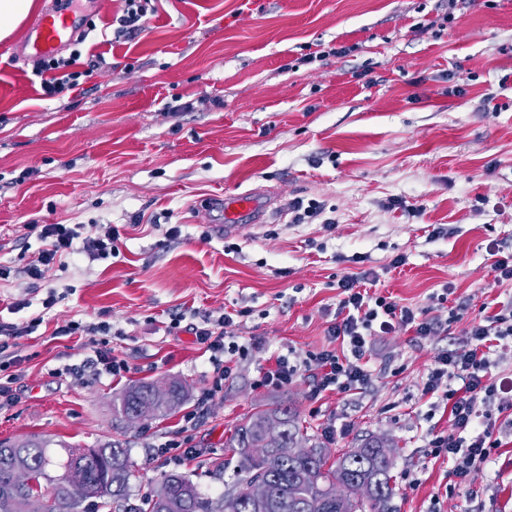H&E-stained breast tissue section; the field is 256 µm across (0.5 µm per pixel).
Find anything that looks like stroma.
<instances>
[{
    "label": "stroma",
    "instance_id": "stroma-1",
    "mask_svg": "<svg viewBox=\"0 0 512 512\" xmlns=\"http://www.w3.org/2000/svg\"><path fill=\"white\" fill-rule=\"evenodd\" d=\"M60 2L35 0L0 40V265L11 269L0 320L43 315L17 340L0 441L51 440L54 475L66 447L117 442L134 471L130 506L169 471L214 501L235 481V428L257 406L288 405L332 457L373 436L392 442V512H512V434L456 487L426 446L429 430H450L448 412L422 395L438 355L512 298L493 269L512 254V0H157L145 32L121 43L122 0H99L80 61L100 54L107 66L49 100L19 50L30 21ZM259 190L274 198L271 217L218 236L216 197ZM293 201L322 217L290 223ZM34 224H109L119 251L69 260L35 285L23 273L41 247ZM369 270L377 293L428 310L438 334L374 337L376 373L361 390L315 398L306 374L260 386L277 356L329 348L338 281ZM52 288L59 299L43 308ZM226 312L249 352L191 425L212 375L192 328ZM71 320L111 331L56 335ZM104 346L127 372L66 375ZM171 380L188 393L174 413L134 426L115 416L128 386ZM183 438L194 456L167 463L159 445Z\"/></svg>",
    "mask_w": 512,
    "mask_h": 512
}]
</instances>
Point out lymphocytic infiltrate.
<instances>
[{"label":"lymphocytic infiltrate","mask_w":512,"mask_h":512,"mask_svg":"<svg viewBox=\"0 0 512 512\" xmlns=\"http://www.w3.org/2000/svg\"><path fill=\"white\" fill-rule=\"evenodd\" d=\"M81 57L72 51L69 57L54 56L39 62L37 69L49 73L43 85L46 98H54L64 90L75 88L82 76L76 65ZM42 242L36 258L24 268L27 277L47 281L54 269L65 266L68 256L80 254L92 260L112 256L118 239L112 227L96 234L81 236L69 224H45L38 234ZM374 272L343 277L338 282L342 293L337 311L339 318L327 329L330 341L340 343V350L325 349L301 356H277L272 368L265 371V385L279 387L291 383L310 369L318 374L313 395L329 388L354 391L365 388L374 371L370 365L371 339L386 336L396 329L413 330L417 339L436 334L438 325L427 310H416L399 305L391 297L369 293L366 283L376 281ZM234 325L231 314L218 319L204 318L195 327L198 343L211 352L214 380L203 389L197 399L198 408H205L222 389V383L231 372L224 357L240 352V345L230 342ZM466 344L440 354L429 372L423 387L424 394L444 401L452 423L450 432L428 431L427 445L434 455H445L452 474L459 482L473 481L483 472L492 455L501 448L495 438L492 413L504 414V423L512 427V411L501 403L503 387L493 377L492 357L498 348L512 344V301L504 304L495 314L486 316L471 327Z\"/></svg>","instance_id":"1"}]
</instances>
